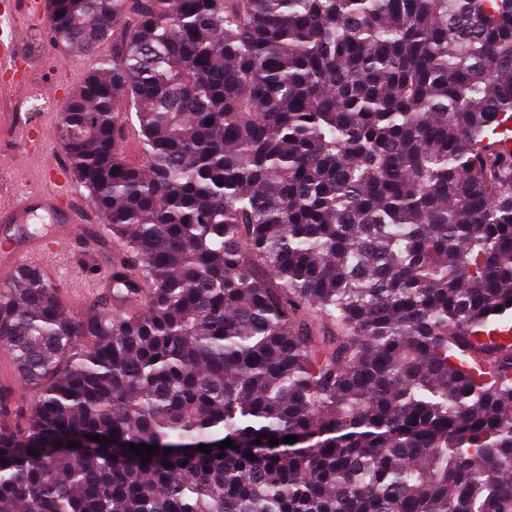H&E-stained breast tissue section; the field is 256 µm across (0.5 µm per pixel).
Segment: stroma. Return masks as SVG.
Returning <instances> with one entry per match:
<instances>
[{"mask_svg":"<svg viewBox=\"0 0 512 512\" xmlns=\"http://www.w3.org/2000/svg\"><path fill=\"white\" fill-rule=\"evenodd\" d=\"M19 21L30 33L22 51L35 59L25 76L28 82L41 86L44 99L39 102L14 98L8 85L0 84V160L19 172L22 188L33 189L41 184L46 159L63 162L68 159L59 139L61 112L54 108V101L69 99L102 60L111 58L112 42L103 40L92 52L84 53L58 43L52 35L50 20H35L23 13ZM27 124L35 125L42 132L33 150L19 147ZM122 248L121 242L113 240L105 248L91 243L87 248L50 257V281L58 288L70 312H83L95 299L100 268L107 263L109 254Z\"/></svg>","mask_w":512,"mask_h":512,"instance_id":"35a3bbf8","label":"stroma"}]
</instances>
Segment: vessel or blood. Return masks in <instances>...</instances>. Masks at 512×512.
Here are the masks:
<instances>
[{
    "mask_svg": "<svg viewBox=\"0 0 512 512\" xmlns=\"http://www.w3.org/2000/svg\"><path fill=\"white\" fill-rule=\"evenodd\" d=\"M24 30L18 21L16 0H0V71H13L20 56ZM41 190L13 192L0 187V222L27 224L48 218L49 224L40 240H21L7 234L0 237V261L18 266H35L37 258L75 248L78 225L83 221L84 203L74 188L70 171L58 162L45 165Z\"/></svg>",
    "mask_w": 512,
    "mask_h": 512,
    "instance_id": "obj_1",
    "label": "vessel or blood"
}]
</instances>
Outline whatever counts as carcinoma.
Instances as JSON below:
<instances>
[{
  "label": "carcinoma",
  "instance_id": "carcinoma-1",
  "mask_svg": "<svg viewBox=\"0 0 512 512\" xmlns=\"http://www.w3.org/2000/svg\"><path fill=\"white\" fill-rule=\"evenodd\" d=\"M50 2L124 249L0 285V512H512V0ZM0 381L12 386L18 396L26 395L27 390L20 383L22 382L15 376L12 370V363L7 347L0 342ZM28 395V394H27Z\"/></svg>",
  "mask_w": 512,
  "mask_h": 512
}]
</instances>
